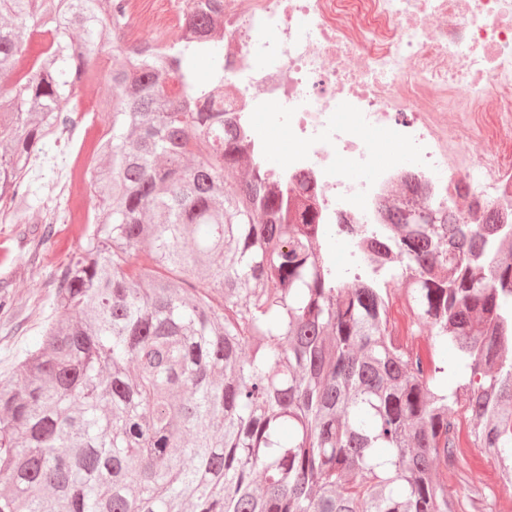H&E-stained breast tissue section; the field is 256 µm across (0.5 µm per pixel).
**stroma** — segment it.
<instances>
[{
  "mask_svg": "<svg viewBox=\"0 0 512 512\" xmlns=\"http://www.w3.org/2000/svg\"><path fill=\"white\" fill-rule=\"evenodd\" d=\"M112 67L111 57H104L98 67L100 78L84 88L87 106L79 118L87 126L81 150L93 154L98 140L97 130L108 119L101 111L100 101L106 94V78ZM463 152H492L503 169L512 172V136L501 132L495 113H482L478 120L459 137ZM71 146L65 141L45 147L39 164L30 172L32 189L37 200L48 202L57 209V222L47 245L33 249L32 242L40 237L43 226L40 210H32L26 224L0 223V295L12 301L8 319H0V380H8L26 353L39 344L45 327L57 316L53 293L57 276L70 257L85 243L86 227L70 221L72 210L82 207L94 212L97 199L87 182H76L70 194L59 189V172L69 159Z\"/></svg>",
  "mask_w": 512,
  "mask_h": 512,
  "instance_id": "1",
  "label": "stroma"
}]
</instances>
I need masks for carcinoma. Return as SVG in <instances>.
Returning <instances> with one entry per match:
<instances>
[{
	"label": "carcinoma",
	"mask_w": 512,
	"mask_h": 512,
	"mask_svg": "<svg viewBox=\"0 0 512 512\" xmlns=\"http://www.w3.org/2000/svg\"><path fill=\"white\" fill-rule=\"evenodd\" d=\"M127 26V0H0V80L31 28L52 35L0 89L1 222L34 207L32 156L112 46L65 316L0 381V512H488L462 442L512 488V223L394 207L343 284L318 212L244 167L217 6L158 47ZM56 219L43 206L36 247ZM397 281L423 351L390 319Z\"/></svg>",
	"instance_id": "cac0c4a2"
}]
</instances>
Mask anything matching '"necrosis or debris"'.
<instances>
[{"instance_id":"necrosis-or-debris-1","label":"necrosis or debris","mask_w":512,"mask_h":512,"mask_svg":"<svg viewBox=\"0 0 512 512\" xmlns=\"http://www.w3.org/2000/svg\"><path fill=\"white\" fill-rule=\"evenodd\" d=\"M197 0L134 11L177 33ZM224 109L250 156L261 131L291 149L275 181L312 200L334 240L340 224L386 232L389 210L447 209L470 193L512 202V173L494 154L471 160L456 134L478 113L512 132V0H223ZM405 145L380 160L379 144Z\"/></svg>"}]
</instances>
